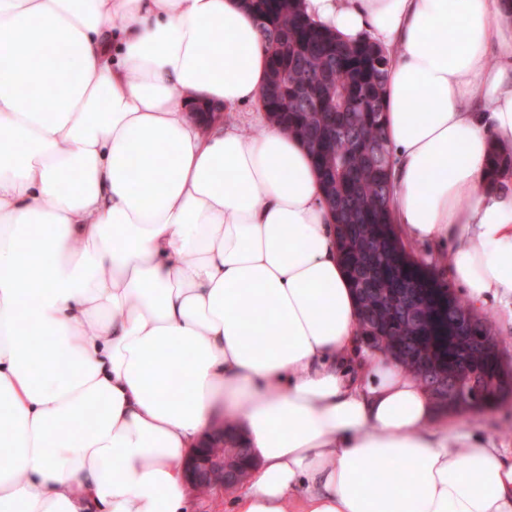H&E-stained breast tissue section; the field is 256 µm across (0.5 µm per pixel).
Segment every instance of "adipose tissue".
Listing matches in <instances>:
<instances>
[{
  "instance_id": "obj_1",
  "label": "adipose tissue",
  "mask_w": 512,
  "mask_h": 512,
  "mask_svg": "<svg viewBox=\"0 0 512 512\" xmlns=\"http://www.w3.org/2000/svg\"><path fill=\"white\" fill-rule=\"evenodd\" d=\"M301 6L391 52L396 222L512 325V15ZM266 60L243 0H0V512H185L224 422L256 459L231 512H512V448L360 346L308 148L192 118ZM508 173H512V150L502 151L493 147L487 174L489 185L494 188L500 182V177Z\"/></svg>"
}]
</instances>
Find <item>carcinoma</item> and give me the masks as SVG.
Masks as SVG:
<instances>
[{
	"label": "carcinoma",
	"instance_id": "carcinoma-1",
	"mask_svg": "<svg viewBox=\"0 0 512 512\" xmlns=\"http://www.w3.org/2000/svg\"><path fill=\"white\" fill-rule=\"evenodd\" d=\"M245 7L268 50L262 109L314 158L367 346L402 364L440 411L496 408L512 397V371L484 349L493 335L488 318L448 297L439 268L416 259L395 224L384 127L389 54L368 38L341 42L298 0H246ZM318 103L327 108L316 110ZM508 173L512 150L492 148L489 185ZM452 310L475 319L463 344L448 335Z\"/></svg>",
	"mask_w": 512,
	"mask_h": 512
}]
</instances>
